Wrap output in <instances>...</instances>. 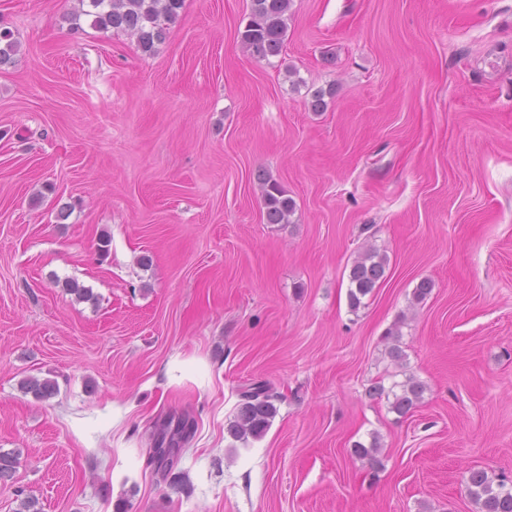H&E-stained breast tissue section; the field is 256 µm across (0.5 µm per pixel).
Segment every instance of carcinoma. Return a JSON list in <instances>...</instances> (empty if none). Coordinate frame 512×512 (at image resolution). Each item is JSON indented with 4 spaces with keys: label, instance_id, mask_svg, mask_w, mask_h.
Masks as SVG:
<instances>
[{
    "label": "carcinoma",
    "instance_id": "obj_1",
    "mask_svg": "<svg viewBox=\"0 0 512 512\" xmlns=\"http://www.w3.org/2000/svg\"><path fill=\"white\" fill-rule=\"evenodd\" d=\"M87 9L82 14L92 17V25L102 31L121 30L135 36L141 52L152 55L158 44L166 38L163 23H173L180 14L184 0H81ZM291 0H252L251 16L240 42L248 54L257 61H267L279 55L288 31V12ZM0 66L11 61L17 44L11 31L0 32ZM256 180L261 188L264 214L268 224H287L295 210V202L286 196L279 182L260 170ZM387 256L374 248L361 254L349 272V307L357 311L362 299L371 294L384 278ZM26 393L38 400H46L55 394L56 383L52 380H29L22 384ZM424 386L413 378L400 384V393L394 394L391 410L404 417L421 401ZM278 396L271 389L259 384L244 395L235 420L231 423V436L243 443L250 438L261 437L277 415L275 401ZM468 494L478 506L479 512H512V487L503 479L494 481L484 470L469 473L466 479Z\"/></svg>",
    "mask_w": 512,
    "mask_h": 512
}]
</instances>
